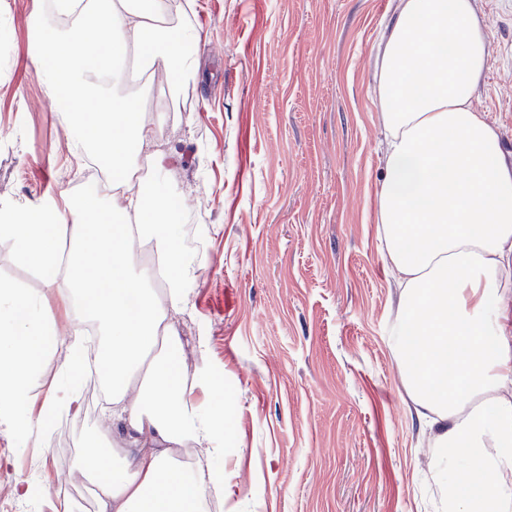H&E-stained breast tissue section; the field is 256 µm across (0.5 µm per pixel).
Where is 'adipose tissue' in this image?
Segmentation results:
<instances>
[{
	"instance_id": "adipose-tissue-1",
	"label": "adipose tissue",
	"mask_w": 512,
	"mask_h": 512,
	"mask_svg": "<svg viewBox=\"0 0 512 512\" xmlns=\"http://www.w3.org/2000/svg\"><path fill=\"white\" fill-rule=\"evenodd\" d=\"M52 9L68 23L37 28L39 77L47 98L67 103L71 155L109 176L79 203L0 218V239L45 288L0 284V419L24 443L81 409V340L56 329L48 298L60 297L97 325L123 442L87 445L98 512H206L224 495L223 470L189 472L175 457L187 441L217 454L223 431L176 367L170 315L186 308L195 269L162 164L150 182L139 176L155 127L120 91L134 67L174 87L195 75L200 35L174 22L169 0H52ZM486 56L473 0H400L378 73L389 137L376 222L400 288L393 348L437 468L467 464L447 512H512V310L487 306L512 287V168L495 124L471 108ZM50 352L63 355L52 376L40 365Z\"/></svg>"
}]
</instances>
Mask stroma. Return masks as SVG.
I'll return each instance as SVG.
<instances>
[{
	"label": "stroma",
	"mask_w": 512,
	"mask_h": 512,
	"mask_svg": "<svg viewBox=\"0 0 512 512\" xmlns=\"http://www.w3.org/2000/svg\"><path fill=\"white\" fill-rule=\"evenodd\" d=\"M399 0H195L196 80L162 111L154 148L196 266L172 320L186 372L211 383L223 424V512H442L427 425L404 390L390 326L397 288L375 207L385 130L380 38ZM488 23L472 100L512 165V0H474ZM44 0H0V211L81 198L83 173L34 63ZM111 401L82 409L65 465L112 435ZM56 432L16 445L0 421V500L48 512L60 485ZM42 496L17 501V483Z\"/></svg>",
	"instance_id": "stroma-1"
}]
</instances>
